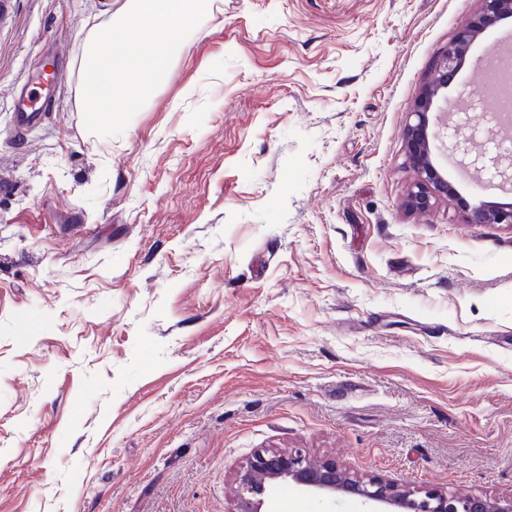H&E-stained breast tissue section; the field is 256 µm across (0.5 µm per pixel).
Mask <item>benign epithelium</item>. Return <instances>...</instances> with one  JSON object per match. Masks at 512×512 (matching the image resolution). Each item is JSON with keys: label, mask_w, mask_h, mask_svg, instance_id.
<instances>
[{"label": "benign epithelium", "mask_w": 512, "mask_h": 512, "mask_svg": "<svg viewBox=\"0 0 512 512\" xmlns=\"http://www.w3.org/2000/svg\"><path fill=\"white\" fill-rule=\"evenodd\" d=\"M482 7L471 24L460 28L436 64L434 78L427 83L411 112L413 122L406 128L407 159L414 179L402 205L412 212H428L455 197L452 186L435 166L431 142L448 140V150L471 164L493 169L503 183L512 181V151L502 149L493 156L473 152L474 135L466 124L450 131L434 128L430 110L440 89L460 68L471 45L481 32L512 15V0H480ZM469 224H507L512 227V206L485 202L464 206ZM234 512H261L262 495L272 482L294 483L310 491L340 494L385 505L397 512H512V494L491 497L483 494L459 495L429 487H414L376 475H358L334 458L314 461L304 448L264 449L256 452L236 473Z\"/></svg>", "instance_id": "1"}]
</instances>
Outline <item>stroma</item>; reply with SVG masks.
Instances as JSON below:
<instances>
[{"instance_id":"obj_1","label":"stroma","mask_w":512,"mask_h":512,"mask_svg":"<svg viewBox=\"0 0 512 512\" xmlns=\"http://www.w3.org/2000/svg\"><path fill=\"white\" fill-rule=\"evenodd\" d=\"M124 0H0V512H232L262 449L512 493V187L402 207L404 131L478 0H210L117 136L84 124ZM512 18L487 29L432 113ZM59 63L15 138L13 87ZM272 484L263 512H368ZM468 224H508L512 227V206H493L485 202L464 206Z\"/></svg>"}]
</instances>
